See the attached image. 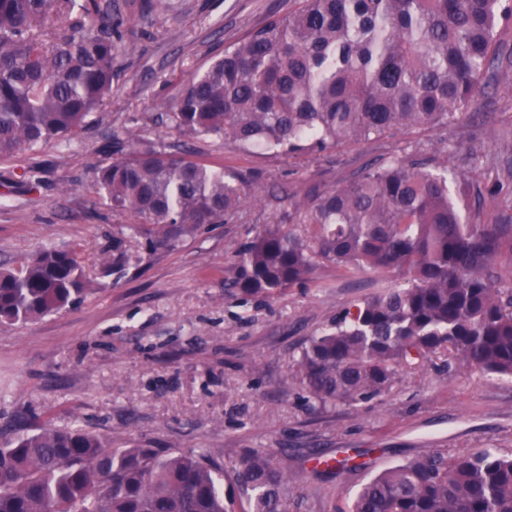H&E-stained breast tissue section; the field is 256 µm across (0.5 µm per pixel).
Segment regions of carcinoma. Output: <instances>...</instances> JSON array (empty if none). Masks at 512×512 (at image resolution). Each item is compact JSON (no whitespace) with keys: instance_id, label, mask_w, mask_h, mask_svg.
Masks as SVG:
<instances>
[{"instance_id":"carcinoma-1","label":"carcinoma","mask_w":512,"mask_h":512,"mask_svg":"<svg viewBox=\"0 0 512 512\" xmlns=\"http://www.w3.org/2000/svg\"><path fill=\"white\" fill-rule=\"evenodd\" d=\"M154 0H0V158L70 139L112 95L118 56L134 50L125 10ZM512 0H298L195 74L159 118L171 132L232 139L290 156L438 127L487 91L512 99ZM94 168L93 190L135 218L141 249H172L250 196L236 172L142 136ZM512 139L459 177L422 153L371 164L341 187L313 189L298 235L257 233L224 271V290L272 296L336 272L399 283L342 309L311 338L294 376L322 406L387 391L400 370L446 353L512 378ZM88 293L78 246H45L0 267V322L26 323ZM231 490L224 492V477ZM287 474L249 449L228 463L195 450L114 448L53 419L0 440V512H287ZM349 512H512V455L435 448L367 480Z\"/></svg>"}]
</instances>
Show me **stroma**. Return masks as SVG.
Wrapping results in <instances>:
<instances>
[{
	"label": "stroma",
	"mask_w": 512,
	"mask_h": 512,
	"mask_svg": "<svg viewBox=\"0 0 512 512\" xmlns=\"http://www.w3.org/2000/svg\"><path fill=\"white\" fill-rule=\"evenodd\" d=\"M297 0H162L149 17L128 14L112 96L83 133L0 159V261L46 245H79L89 293L77 305L26 324H0V429L54 419L109 438L113 447L272 452L288 475V512H348L370 476L433 448H494L512 455V379L438 356L403 370L384 394L320 406L290 369L311 336L386 279L319 270L274 297L231 296L224 270L256 231L279 223L311 189L348 183L391 155L436 153L459 170L484 164L512 131V103L479 95L440 129L410 128L301 158L230 140L168 133L157 104L223 55L252 27ZM147 135L197 159L246 175L256 198L224 223L172 249L112 268V239L141 252L130 217L90 191L110 161V135ZM37 168L29 189L22 174ZM319 457L350 459L335 472Z\"/></svg>",
	"instance_id": "1"
}]
</instances>
